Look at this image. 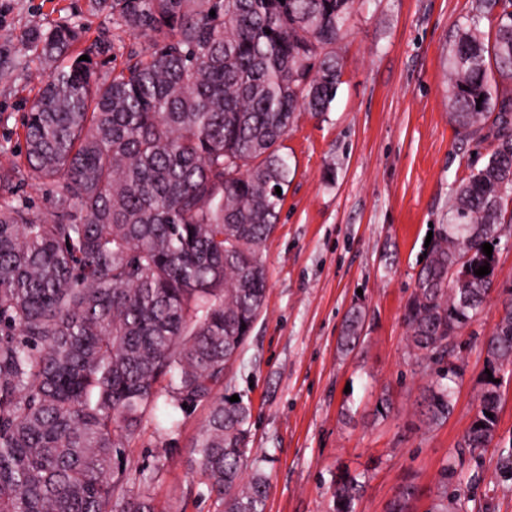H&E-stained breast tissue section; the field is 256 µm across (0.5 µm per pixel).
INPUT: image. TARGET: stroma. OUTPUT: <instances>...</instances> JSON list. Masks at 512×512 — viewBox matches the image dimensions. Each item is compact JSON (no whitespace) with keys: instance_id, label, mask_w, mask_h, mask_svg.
Segmentation results:
<instances>
[{"instance_id":"35a3bbf8","label":"stroma","mask_w":512,"mask_h":512,"mask_svg":"<svg viewBox=\"0 0 512 512\" xmlns=\"http://www.w3.org/2000/svg\"><path fill=\"white\" fill-rule=\"evenodd\" d=\"M473 0H356L339 44L342 82L326 117L297 113L284 141L294 171L262 256L264 308L216 396H241L252 411L253 455L270 478L266 512H332L338 472L365 488L357 512H389L413 484L412 512H429L441 474L456 464L457 443L483 390L482 343L498 323L490 293L476 322L456 339L464 363L453 408L438 426L424 418L435 369L421 370L404 308L430 228L450 217L454 188L481 168L492 140L460 135L449 116L448 54ZM108 32L126 48L143 40L109 29L87 0H0V144H23L21 121L48 78L30 34L59 23ZM364 340L340 350L352 307ZM390 408L380 411V399ZM209 414L188 407L177 429L144 420L122 459L140 470L136 493L159 512H216L193 462Z\"/></svg>"}]
</instances>
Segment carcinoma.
<instances>
[{
	"label": "carcinoma",
	"instance_id": "cac0c4a2",
	"mask_svg": "<svg viewBox=\"0 0 512 512\" xmlns=\"http://www.w3.org/2000/svg\"><path fill=\"white\" fill-rule=\"evenodd\" d=\"M355 0H91L112 27L148 44L112 66L115 44L84 26L32 31L53 63L23 122V160L0 162V512H158L114 467L165 384L168 429L209 404L195 463L219 512H266L267 474L251 459V405L215 397L260 316L261 248L292 172L284 137L300 109L330 110L336 53ZM512 0H474L449 53L450 118L493 138L486 164L453 191L405 308L420 365H443L428 423L448 418L456 337L496 283L500 226L512 224ZM215 16H210V11ZM494 24V34L482 29ZM86 55L88 60H80ZM56 183L46 217L20 194ZM489 265V274L474 271ZM483 342L484 390L458 447L496 459L499 380L512 366V285ZM347 316L340 345L360 344ZM495 381L488 380V377ZM492 413L493 417L486 416ZM333 512H356L363 485L339 472ZM457 469L431 512H469Z\"/></svg>",
	"mask_w": 512,
	"mask_h": 512
}]
</instances>
